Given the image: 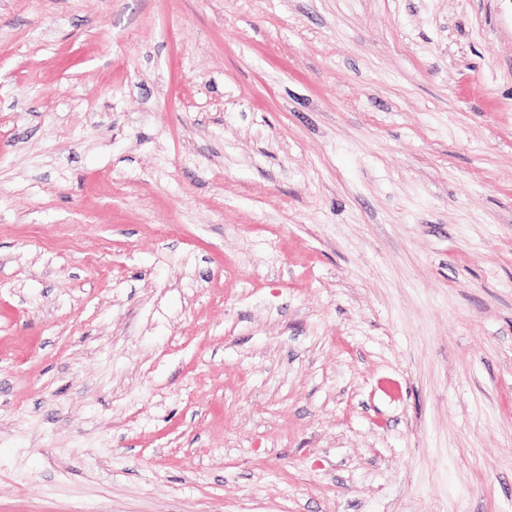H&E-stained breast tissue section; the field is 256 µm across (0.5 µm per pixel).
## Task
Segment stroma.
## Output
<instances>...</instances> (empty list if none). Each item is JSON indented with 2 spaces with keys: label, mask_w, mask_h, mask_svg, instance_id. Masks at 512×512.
<instances>
[{
  "label": "stroma",
  "mask_w": 512,
  "mask_h": 512,
  "mask_svg": "<svg viewBox=\"0 0 512 512\" xmlns=\"http://www.w3.org/2000/svg\"><path fill=\"white\" fill-rule=\"evenodd\" d=\"M0 512H512V0H0Z\"/></svg>",
  "instance_id": "1"
}]
</instances>
